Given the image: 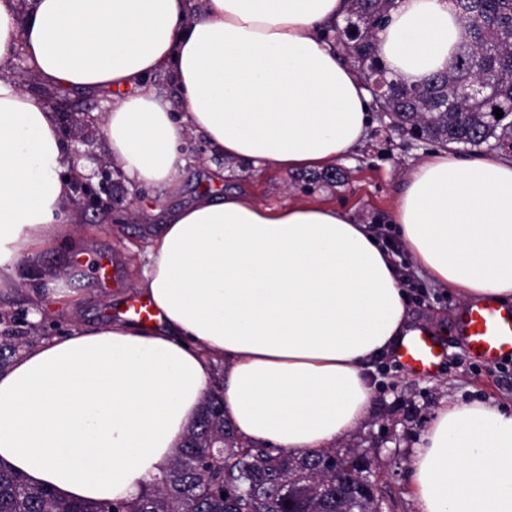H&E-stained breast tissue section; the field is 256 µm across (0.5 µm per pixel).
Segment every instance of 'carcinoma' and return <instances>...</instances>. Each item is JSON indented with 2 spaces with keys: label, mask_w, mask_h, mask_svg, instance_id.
<instances>
[{
  "label": "carcinoma",
  "mask_w": 512,
  "mask_h": 512,
  "mask_svg": "<svg viewBox=\"0 0 512 512\" xmlns=\"http://www.w3.org/2000/svg\"><path fill=\"white\" fill-rule=\"evenodd\" d=\"M395 0H349L345 25L332 31L362 75L385 82L374 98L389 113L391 127L442 147L486 148L509 127L512 115V0H455L468 39L451 56L448 69L418 85L390 78L377 34L390 22ZM489 82L484 95L466 89ZM502 110V117L493 114ZM335 169L303 176L304 188L341 180ZM367 457L356 448L338 452H275L241 441L224 420L221 391L202 403L198 422L178 449L169 473L135 498L101 503L67 500L52 489L29 484L0 467V512H377L367 494L336 492V473Z\"/></svg>",
  "instance_id": "cac0c4a2"
}]
</instances>
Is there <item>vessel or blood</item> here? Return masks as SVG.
<instances>
[{"label": "vessel or blood", "instance_id": "b4317fda", "mask_svg": "<svg viewBox=\"0 0 512 512\" xmlns=\"http://www.w3.org/2000/svg\"><path fill=\"white\" fill-rule=\"evenodd\" d=\"M461 333L472 358L493 362L512 357V309H502L492 299L472 303L461 318ZM438 343L421 332L403 340L397 358L412 374L429 376L439 367Z\"/></svg>", "mask_w": 512, "mask_h": 512}]
</instances>
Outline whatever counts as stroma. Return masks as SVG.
Segmentation results:
<instances>
[{"label": "stroma", "instance_id": "obj_1", "mask_svg": "<svg viewBox=\"0 0 512 512\" xmlns=\"http://www.w3.org/2000/svg\"><path fill=\"white\" fill-rule=\"evenodd\" d=\"M12 77L40 100L54 96L64 102L58 113L69 157L91 186H98L102 170L112 173L109 207L103 211L77 208L82 234L80 249L54 244L43 250L36 266L25 267L22 288L0 291V336L17 337L23 345L45 336H63L80 326L91 328L106 317L126 312L137 295L134 288L140 255L149 232L158 230L163 211L183 206L203 191L251 189L259 202L283 205L309 198L336 203L351 210L359 223L371 225L382 236H391L387 216L394 208L408 172L432 151L429 143L411 142L409 137L373 120L359 149L343 161L347 178L326 184L306 194L287 186L286 174L269 167H255L225 160L212 154L204 138L191 136L183 146L186 164L176 191L128 184L121 165L109 157L102 121V98L78 89L57 92L35 83L23 62L16 60ZM98 256L115 264L108 283L96 279L90 262ZM396 261L410 287L407 311L411 329L433 331L444 358L437 374H410L388 353L373 361L370 371L375 384L364 421L347 437L350 448L365 450L379 482L387 491L390 512H418L413 491L411 464L427 424L446 403L480 402L512 409V360L499 364L474 361L459 337V319L464 309L460 298L445 288L432 287L419 273L406 251ZM66 274L65 286L75 292L78 303L69 310L47 297L48 278L53 271Z\"/></svg>", "mask_w": 512, "mask_h": 512}]
</instances>
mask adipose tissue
<instances>
[{"instance_id": "1", "label": "adipose tissue", "mask_w": 512, "mask_h": 512, "mask_svg": "<svg viewBox=\"0 0 512 512\" xmlns=\"http://www.w3.org/2000/svg\"><path fill=\"white\" fill-rule=\"evenodd\" d=\"M347 0H0V290L73 233L54 112L11 77L105 95L129 182L174 189L180 147L280 172L335 168L371 101L320 34ZM464 28L451 0H396L380 54L405 83L445 69ZM172 74L179 107L148 76ZM394 232L436 286L512 305V160L439 149L406 176ZM135 287L153 322L48 337L0 373V466L59 496L132 498L165 474L214 380L247 443L317 451L363 419L365 364L409 335L389 249L344 207L203 194L168 211ZM419 512H512V412L444 404L413 462Z\"/></svg>"}]
</instances>
